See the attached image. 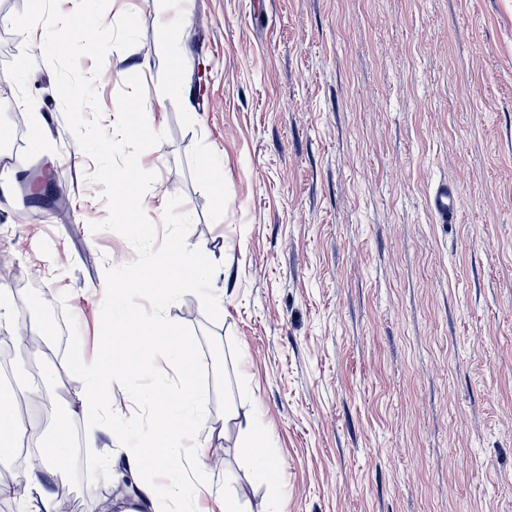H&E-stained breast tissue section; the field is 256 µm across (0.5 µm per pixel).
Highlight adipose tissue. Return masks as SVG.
Segmentation results:
<instances>
[{"label": "adipose tissue", "instance_id": "ef3b65f1", "mask_svg": "<svg viewBox=\"0 0 512 512\" xmlns=\"http://www.w3.org/2000/svg\"><path fill=\"white\" fill-rule=\"evenodd\" d=\"M187 234L171 238L159 259L163 268L174 264L192 267L193 276L185 287L190 291L200 290L208 282L209 271L199 255L189 249ZM141 280L129 282L123 291L113 294L112 308L120 320L113 325V332L125 335L130 321L150 327L153 341L160 346L169 365L181 371L178 402H171L159 388L151 387L132 395L133 403L146 408L149 418L146 424L119 423L108 408L113 390L127 375L123 356L116 355L103 361L89 362L75 357L72 365L74 377L83 381L85 390L79 400V409L87 428L86 447L98 444L100 435L106 431L122 430L136 438V451L128 455L126 465L130 475H138L148 463H155L166 474L164 483L142 481L138 487L140 500L150 505L153 512H164L168 506H196L201 495L215 494L211 481L213 466L206 454L217 433L205 412L208 398L206 389L197 379L184 373L188 356L187 344L174 336L160 311L143 315L133 310L126 302L128 294L143 289ZM243 447L249 448L252 474L256 482L275 485L276 473L263 452L268 442V433L263 420L253 416L245 421ZM52 449L39 467L25 470L18 487L0 486V496H16L19 512H55L53 498L47 489L50 478L60 471L64 452L69 446V436L55 431Z\"/></svg>", "mask_w": 512, "mask_h": 512}]
</instances>
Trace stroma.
<instances>
[{
  "mask_svg": "<svg viewBox=\"0 0 512 512\" xmlns=\"http://www.w3.org/2000/svg\"><path fill=\"white\" fill-rule=\"evenodd\" d=\"M26 0H0L3 67L29 50L27 89L54 146L26 160L0 108V163L17 170L0 205V348L37 332L27 294L66 322L53 341L12 363L43 392L42 432L83 429L74 353L95 359L105 271L135 251L118 233L92 231L108 211L96 166L69 129L43 29L10 27ZM171 0H110L113 25L140 22L134 46L110 50L97 74L102 125L140 75L156 101L158 151L140 165L156 178L142 206L162 226L183 199L189 244L206 260V296L177 289L165 316L203 360L220 490L243 512H512V0H183L177 63L159 40ZM182 76L172 91L174 76ZM456 183L459 223H436L426 199ZM51 183L54 207L33 198ZM222 299L213 320L206 297ZM124 387L176 392L178 375L139 347ZM262 414L275 486L255 483L242 430L224 407ZM95 470L71 512L132 503L123 454L109 435L71 445Z\"/></svg>",
  "mask_w": 512,
  "mask_h": 512,
  "instance_id": "35a3bbf8",
  "label": "stroma"
}]
</instances>
